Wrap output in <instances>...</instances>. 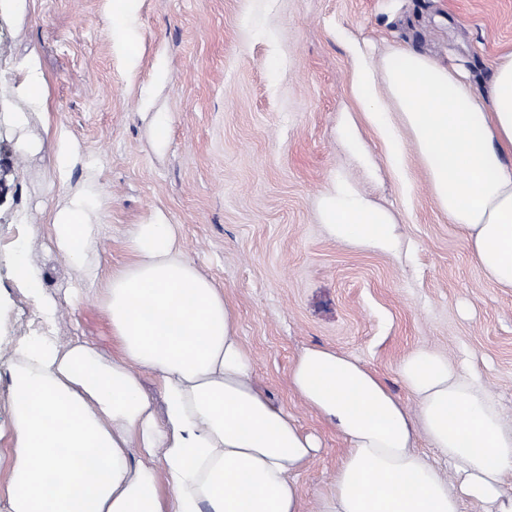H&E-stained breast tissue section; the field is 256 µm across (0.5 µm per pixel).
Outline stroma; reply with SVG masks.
I'll use <instances>...</instances> for the list:
<instances>
[{
  "instance_id": "stroma-1",
  "label": "stroma",
  "mask_w": 512,
  "mask_h": 512,
  "mask_svg": "<svg viewBox=\"0 0 512 512\" xmlns=\"http://www.w3.org/2000/svg\"><path fill=\"white\" fill-rule=\"evenodd\" d=\"M128 31L134 67L111 44L108 0H32L20 24L0 15V87L21 83L37 53L49 109L20 128L12 115L24 103L0 97V341L35 327L33 298L15 277L23 247L58 303V334L114 353L98 298L72 301L79 273L48 236L50 213L92 170L104 273L130 262L128 226L164 211L184 255L228 300L257 384L319 437L299 474L302 512H317L345 451L289 385L306 348L355 357L406 402L398 365L433 348L478 373L512 423V288L475 262L414 152L392 165L351 81L357 44L377 60L414 50L484 89L494 61L512 52V0H135ZM158 114L169 125L161 150ZM350 119L359 154L346 142ZM49 125L82 150L64 184L50 177ZM337 174L393 212L399 256L325 235L317 203Z\"/></svg>"
}]
</instances>
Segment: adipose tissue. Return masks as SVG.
Instances as JSON below:
<instances>
[{
    "label": "adipose tissue",
    "instance_id": "ef3b65f1",
    "mask_svg": "<svg viewBox=\"0 0 512 512\" xmlns=\"http://www.w3.org/2000/svg\"><path fill=\"white\" fill-rule=\"evenodd\" d=\"M352 84L395 162L413 146L441 211L468 235L477 263L512 288V52L474 90L460 71L409 50L373 63L353 50ZM326 235L397 249L391 212L338 176L319 200ZM93 182L50 219L61 255L99 276ZM130 262L105 282L103 311L118 353L61 341L43 274L17 266L41 320L8 364L12 446L0 512H301L297 473L319 449L255 385L253 360L223 292L186 259L164 213L130 225ZM159 381L157 413L143 372ZM406 404L357 359L305 349L289 370L303 402L348 449L319 512H512V426L482 382L419 348L399 364ZM447 458L443 478L419 439Z\"/></svg>",
    "mask_w": 512,
    "mask_h": 512
}]
</instances>
